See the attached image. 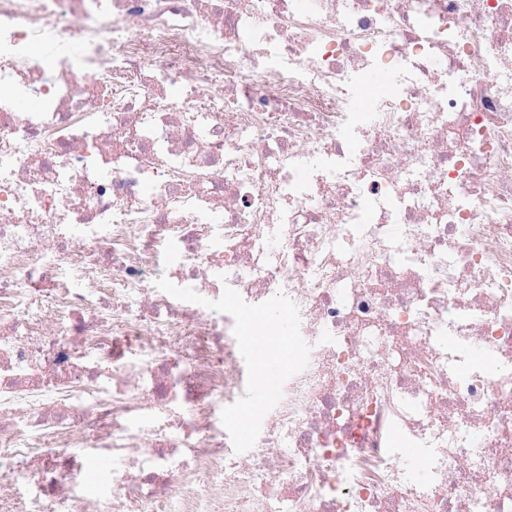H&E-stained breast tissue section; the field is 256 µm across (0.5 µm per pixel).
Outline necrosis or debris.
<instances>
[{
    "mask_svg": "<svg viewBox=\"0 0 512 512\" xmlns=\"http://www.w3.org/2000/svg\"><path fill=\"white\" fill-rule=\"evenodd\" d=\"M0 512H512V0H0ZM259 317L262 316H258L254 313L245 314L242 318L241 323V336H238L239 345L244 354L246 355L247 360L252 359L253 361L254 368L252 370V382L249 393L248 405L254 407L256 410L255 416L249 422L245 430L240 429H242L252 417V410L250 408L246 409L239 417L235 419V422L240 429H238L234 434L237 436L238 447L241 449L248 448L254 428L260 422V420L262 419V417L264 416L269 407L267 389L265 387L264 382L261 381L257 375V362L252 350L253 343L248 336H251V338L254 336H259L264 342V345L267 349L272 348L277 343L272 338V336L268 335L272 332L276 320L274 318L275 315L271 314L265 319L255 320L251 322L249 326L255 331V334L253 336V333H251L248 330L247 325L251 319Z\"/></svg>",
    "mask_w": 512,
    "mask_h": 512,
    "instance_id": "4bbe7bcc",
    "label": "necrosis or debris"
}]
</instances>
